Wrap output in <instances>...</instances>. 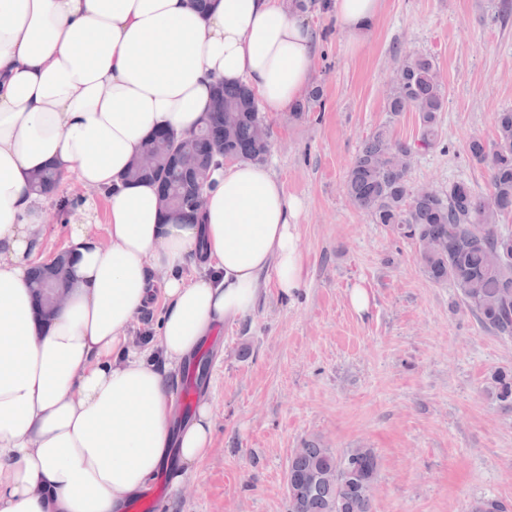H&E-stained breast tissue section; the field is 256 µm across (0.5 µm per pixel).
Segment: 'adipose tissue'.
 Masks as SVG:
<instances>
[{
	"mask_svg": "<svg viewBox=\"0 0 512 512\" xmlns=\"http://www.w3.org/2000/svg\"><path fill=\"white\" fill-rule=\"evenodd\" d=\"M326 5L356 50L382 0ZM314 69L288 0H0V512H127L157 475L179 488L207 454L212 405L177 423L170 375L266 288L301 286V203L268 165L221 163L189 222L125 174L151 133L195 132L216 83L285 113ZM47 167L105 196L109 237L71 224L67 299L48 318L28 275L46 231L31 181ZM156 298L154 348L129 349Z\"/></svg>",
	"mask_w": 512,
	"mask_h": 512,
	"instance_id": "obj_1",
	"label": "adipose tissue"
}]
</instances>
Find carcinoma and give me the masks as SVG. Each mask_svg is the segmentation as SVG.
<instances>
[{
  "label": "carcinoma",
  "mask_w": 512,
  "mask_h": 512,
  "mask_svg": "<svg viewBox=\"0 0 512 512\" xmlns=\"http://www.w3.org/2000/svg\"><path fill=\"white\" fill-rule=\"evenodd\" d=\"M444 85L435 61L408 54L399 61L386 95L393 117L417 112L421 119L419 147L438 143L437 114L444 105ZM262 121L252 92L243 84L218 83L201 128L174 141L150 135L144 149L156 158V168H129L130 181H161L169 191L170 211L191 213L189 206L194 164L225 153L236 160L261 162L269 142L257 140ZM470 158L487 168L489 190L476 192L464 181L446 190L419 193L407 179L415 148L393 140L390 126L374 129L350 166L343 191L350 203L376 224H388L400 236L418 244V261L435 283L454 288L463 305L487 330L512 337V230L500 219L512 214V109L496 117L492 143L473 138ZM59 175L44 170L33 177L38 194L56 193ZM497 400L512 410V373L492 374ZM378 459L371 448L342 452L314 439L296 449L288 465V512H374L373 489ZM470 512H508L492 498L475 501Z\"/></svg>",
  "instance_id": "1"
}]
</instances>
